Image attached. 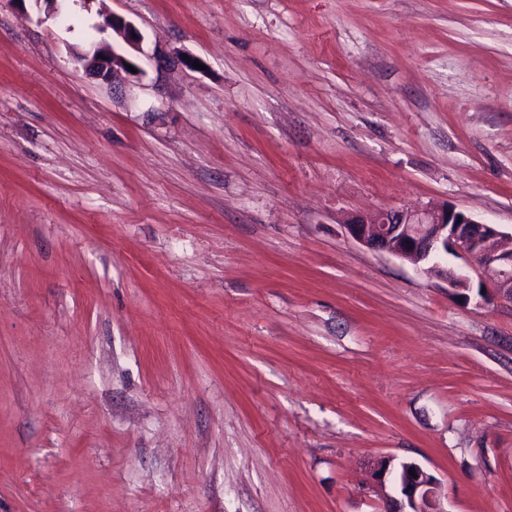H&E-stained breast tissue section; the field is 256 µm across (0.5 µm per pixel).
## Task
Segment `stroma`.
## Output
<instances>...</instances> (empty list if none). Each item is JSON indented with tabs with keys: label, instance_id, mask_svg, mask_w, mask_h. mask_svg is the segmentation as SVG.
<instances>
[{
	"label": "stroma",
	"instance_id": "stroma-1",
	"mask_svg": "<svg viewBox=\"0 0 512 512\" xmlns=\"http://www.w3.org/2000/svg\"><path fill=\"white\" fill-rule=\"evenodd\" d=\"M67 14L0 0V512H384L381 459L512 512V303L340 227L512 234V0ZM97 29L100 32L110 29L112 32L120 34L128 42H134L139 37L137 29L130 22L114 14L105 15L102 23L97 25ZM132 33H135L136 38L132 37ZM126 65H131V63L112 49V52L109 51L103 58H98L95 54L92 59L88 60L86 67L103 82H110L114 70L116 68L127 69Z\"/></svg>",
	"mask_w": 512,
	"mask_h": 512
}]
</instances>
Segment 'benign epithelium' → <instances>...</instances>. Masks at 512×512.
I'll list each match as a JSON object with an SVG mask.
<instances>
[{"instance_id":"7a95c632","label":"benign epithelium","mask_w":512,"mask_h":512,"mask_svg":"<svg viewBox=\"0 0 512 512\" xmlns=\"http://www.w3.org/2000/svg\"><path fill=\"white\" fill-rule=\"evenodd\" d=\"M101 32L112 30L128 42L135 41L137 29L120 16L109 14L97 25ZM129 61L110 51L88 60L87 68L104 82L111 81L114 70L126 68ZM346 235L369 249L384 252L418 264L429 262V272L446 279L461 299H469L470 276L467 271L449 270L438 262L450 251L484 267H494L498 276L496 291L512 302V248H498L499 232L488 223L473 219L454 206H425L417 210H385L355 215L343 222ZM416 476H411L410 472ZM376 476L393 475L400 497L391 501L386 512H447L440 502L439 479L414 461L391 468V461L373 464Z\"/></svg>"}]
</instances>
